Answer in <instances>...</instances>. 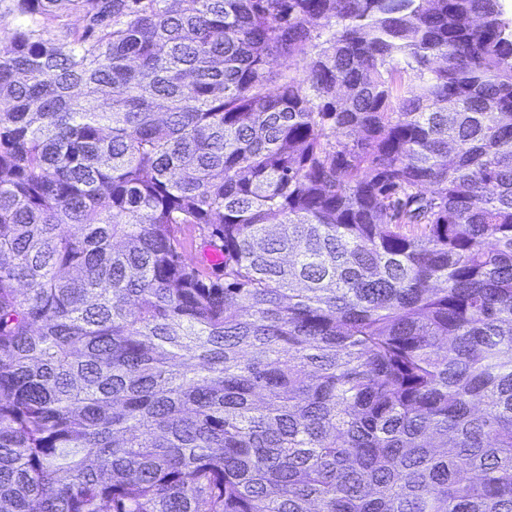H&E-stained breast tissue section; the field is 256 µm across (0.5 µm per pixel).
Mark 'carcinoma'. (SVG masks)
<instances>
[{"instance_id": "carcinoma-1", "label": "carcinoma", "mask_w": 512, "mask_h": 512, "mask_svg": "<svg viewBox=\"0 0 512 512\" xmlns=\"http://www.w3.org/2000/svg\"><path fill=\"white\" fill-rule=\"evenodd\" d=\"M12 14L0 512H512L501 0Z\"/></svg>"}]
</instances>
